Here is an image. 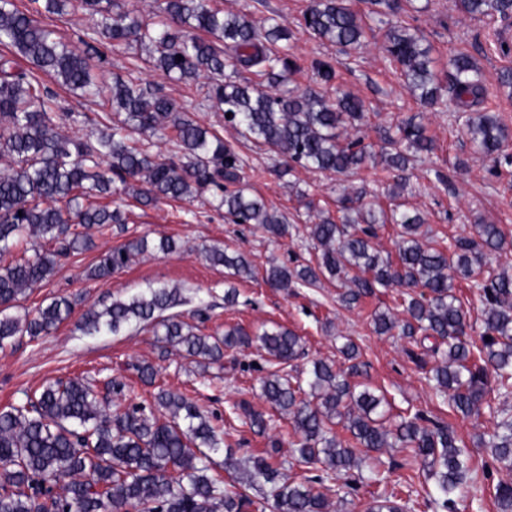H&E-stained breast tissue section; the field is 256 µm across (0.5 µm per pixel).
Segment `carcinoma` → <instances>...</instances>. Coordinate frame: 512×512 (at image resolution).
Segmentation results:
<instances>
[{
  "label": "carcinoma",
  "mask_w": 512,
  "mask_h": 512,
  "mask_svg": "<svg viewBox=\"0 0 512 512\" xmlns=\"http://www.w3.org/2000/svg\"><path fill=\"white\" fill-rule=\"evenodd\" d=\"M22 10L15 0H0V256L22 238L54 244L34 250L20 261L0 266V347L16 336H47L75 314V305L59 297L22 318L9 314L31 288L43 283L61 263L96 247L95 234L123 224V196L132 193L144 206L184 201L210 188L220 191V205L236 224H252L273 237L289 234L288 218L269 210L248 193L245 162L239 153L209 129L198 124L159 89H151L135 75L137 63L112 82L103 79L97 64L98 47L136 46L149 51L153 66L164 77L181 82L210 79L207 97L224 119L246 140H254L290 164L346 176L382 163L389 171H405L413 157L434 151V141L411 117L385 135L381 152L360 137L363 102L335 84V71L314 65L319 86L289 87L298 66L288 44L291 32L275 22L259 26L244 12L224 11L214 0H153L144 15L116 0H29ZM370 13L397 16L410 0H367ZM459 12L471 18H508L512 0H457ZM81 12L89 25L79 50L57 30L43 24L46 14ZM304 27L340 48L362 45L364 16L348 0H311L303 15ZM232 53H224V46ZM385 51L427 107L443 101L451 91L458 111L467 114L465 126L476 151L512 163L508 135L497 117L475 112L489 88L473 58L458 53L439 75L430 48L417 31L396 25L387 34ZM24 59V67L18 59ZM253 69L259 82H240L239 69ZM51 77L61 88L84 97L102 98L111 111L100 128L85 136L61 129L80 114L59 112L57 94L40 78ZM167 138L176 158L154 151L156 140ZM91 196L110 199L87 203ZM365 189L341 186L340 221L329 217L308 225L309 238L320 256L317 264L271 265L265 281L273 288H315L326 280L336 284L342 306L354 308L376 288H407L406 319L376 311L372 320L379 334L394 328L409 339L407 355L419 361L415 349L436 358L425 373L435 395L463 415L477 414L489 391L503 401L512 396V275L491 268L507 245L497 224H476L474 235L430 244L420 232L423 220L389 192L390 214L378 219L375 204L362 200ZM401 227L395 254L382 253L373 243L379 225ZM364 224L356 231L354 224ZM181 248L173 238L154 244L134 238L103 253L85 274L89 281H105L133 258L152 249L168 254ZM205 259L231 275L251 278L255 264L225 249L204 250ZM465 281L478 291L483 309L480 343L465 339L473 329L468 312L456 295ZM182 303L177 288H148L130 301L116 300L102 310L91 306L78 318L88 332H119L130 324L152 326L162 343L177 348L198 363L219 364L228 352L258 344L270 370L261 378V396L289 419V447L298 462L312 464L320 474L296 481L283 472V463L269 454L235 457L226 445L225 465L234 471L232 484L211 474L210 453L224 440L210 417L187 396L158 387L145 404L134 387L128 404L110 408L93 387L81 380L49 383L27 401L0 411V512H248L254 505L241 487L270 486L261 509L269 512H331L321 492L329 480H356V449L399 448L405 469L399 476L410 485L419 473L433 482V504L455 512V498L470 474L469 455L448 426L417 413L396 424L387 423L380 407L385 397L352 378L359 375V347L351 340L342 348L348 362L336 368L315 361L305 381L289 373L302 353V338L275 325L251 333L242 326L224 330L217 338L166 311ZM168 419L161 422L155 411ZM249 428L263 436L266 414L246 399L233 404ZM500 416L485 446L491 449L502 473L495 486L497 512H512V414ZM349 433L343 440L335 431ZM408 502L393 493L377 492L364 512H407Z\"/></svg>",
  "instance_id": "1"
}]
</instances>
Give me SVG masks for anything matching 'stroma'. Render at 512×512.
Masks as SVG:
<instances>
[{
	"instance_id": "obj_1",
	"label": "stroma",
	"mask_w": 512,
	"mask_h": 512,
	"mask_svg": "<svg viewBox=\"0 0 512 512\" xmlns=\"http://www.w3.org/2000/svg\"><path fill=\"white\" fill-rule=\"evenodd\" d=\"M217 4L227 11L249 13L260 25L274 21L288 25L292 53L299 64L293 85L311 84L314 61L329 62L336 71L337 84L365 103L366 117L361 127L365 143L379 145L384 129L406 117H415L424 126L436 149L411 162L407 174L412 193L406 201L425 218L424 229L429 236L437 240L467 236L474 224L482 221L500 225L512 241V164L497 163L474 152L452 96H445L443 103L433 109L419 101L400 71L385 57L386 24L373 22L363 46L344 52L300 27L309 0H217ZM401 22L423 36L438 68H445L451 55H471L484 83L495 91L482 104V111L494 114L512 131V97L496 89L501 71L512 69V17L472 20L457 10L455 0H413ZM138 63L144 82L169 95L243 156L255 170L249 180L251 192L263 198L269 209L293 218L296 228L290 237L273 239L252 225L230 223L212 193L155 207L132 201L126 208L125 223L97 236L96 249L58 266L48 280L28 291L15 308V316L34 312L58 297L74 301L80 311L91 306L100 310L113 301L140 295L147 288L166 286L180 289L182 303L177 311L202 333H220L235 324L253 331L275 324L294 330L302 336L306 350L305 357L296 362L301 371L313 359L342 363L338 349L343 337H351L360 346L365 364L355 381L385 396L389 420L410 412H426L432 420L448 425L460 445L467 448L470 477L484 491L476 498L458 501V512H497L496 465L489 449L478 443L479 436L492 429V417L485 411L467 417L441 404L425 381L424 369L407 357L406 339L395 332L381 336L374 331V312L386 311L402 318L403 307L396 292L377 291L361 306L349 309L337 302L331 284L287 294L271 288L259 275L234 278L224 267L212 266L199 254L208 246H224L245 254L260 269L270 261L288 264L315 259L317 252L307 230L310 219L300 196L308 194L318 209L337 215L335 175L300 167L281 174L279 157L246 142L225 124L223 113L215 111L206 100L203 81L165 79L144 54ZM162 236L179 240L182 251L168 255L148 252L111 280H85V270L96 263L101 252L131 238L144 237L153 243ZM230 287L237 290V303L228 307L224 291ZM142 363L158 368L159 384L185 394L202 410L218 417L224 426V441L238 445V457L261 453L275 442L279 445L277 459L283 462L286 473L296 479L306 475V466L293 459L288 446V419L272 415L265 435L257 436L242 417L228 414L229 406L242 398L255 409L267 408L260 397V380L268 365L264 352L254 348L239 356L237 362H225L223 367H212L203 374L175 349H162L151 328L130 326L115 334H88L69 321L52 335L33 341L24 336L0 349V410L24 403L43 384L69 378L90 382L113 404L120 403L121 397L109 389L112 380L138 387L147 398L152 390L140 385L136 370ZM358 454L363 458V479L351 489L347 504H340L338 494H331L338 512H361L362 504L376 490L370 479L372 470L380 463L402 458L396 448L380 453L362 448Z\"/></svg>"
}]
</instances>
